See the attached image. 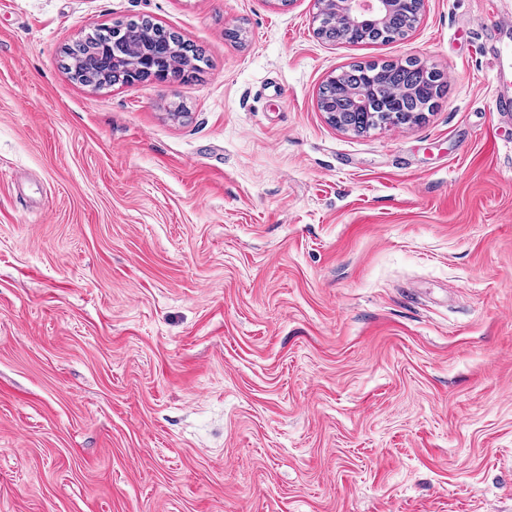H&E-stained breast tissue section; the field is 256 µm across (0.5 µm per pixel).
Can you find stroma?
<instances>
[{
  "label": "stroma",
  "mask_w": 512,
  "mask_h": 512,
  "mask_svg": "<svg viewBox=\"0 0 512 512\" xmlns=\"http://www.w3.org/2000/svg\"><path fill=\"white\" fill-rule=\"evenodd\" d=\"M498 0L328 43L314 0H0V512H512V112ZM142 17L199 49L92 89ZM414 58L355 134L318 92ZM413 25L409 23V20L401 15H391L383 26L371 27L367 31L366 36L361 37H349L346 41L353 44H374L381 41H393L405 37ZM122 26L110 27L97 36L104 42L113 46L114 59L112 60V84H124L131 86L132 84L144 79L152 78L157 81H168L171 78H177L185 73L181 72L179 75L171 73L172 65H181L183 59L177 52V48L171 43L169 48L168 60L163 54L145 58L144 56L135 59L132 66H126L121 63L122 57L116 55L119 53L120 47L125 40V33L122 31ZM123 33V34H122ZM170 62V64H169ZM492 81L496 88L494 111H512V97L509 95V89L512 86V61L501 56L493 71ZM362 64L375 69L372 74L377 75L369 95V108L370 112L376 113L372 119H378L379 122L384 119V116L379 118V114L391 112L389 102L394 92H402L400 112H428L442 95L443 82L434 72L429 76V70L424 69L419 61L406 59L395 63H357L341 70L334 76L336 80L327 85L329 99L334 102L336 112H349V91L361 78ZM400 112H391L392 124H402L403 116Z\"/></svg>",
  "instance_id": "35a3bbf8"
}]
</instances>
